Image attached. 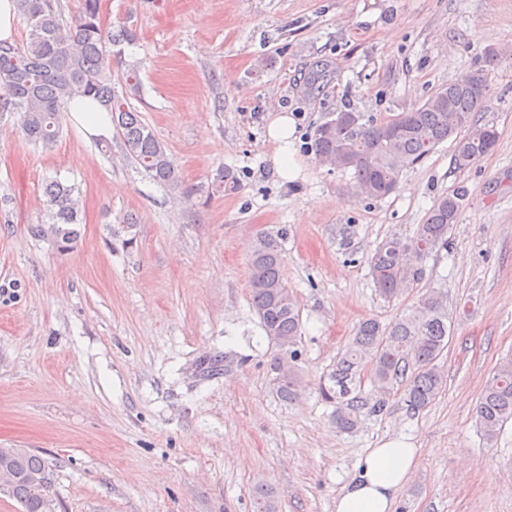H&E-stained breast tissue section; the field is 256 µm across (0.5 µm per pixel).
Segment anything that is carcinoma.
<instances>
[{"label":"carcinoma","instance_id":"1","mask_svg":"<svg viewBox=\"0 0 512 512\" xmlns=\"http://www.w3.org/2000/svg\"><path fill=\"white\" fill-rule=\"evenodd\" d=\"M17 16L27 25L21 44L0 40V113L19 115L18 129L32 144L50 151L60 135V112L77 97L90 98L108 113L120 143L130 157L157 183L181 188V176L166 146L143 121L141 113L119 94L112 83L113 68L122 63L114 47L135 40L132 28L106 27L101 0H80L78 19L62 22L55 0H14ZM487 68L469 79L450 83L423 103L382 123L351 109L333 112L317 125L310 146L316 164L353 170L357 188L373 198H384L396 188L402 172L421 163L441 143H454L453 163L463 169L490 152L498 135L494 127L478 126L474 114L487 100L489 74L497 54L486 53ZM42 223L49 227L58 249H70L83 223L82 200L76 187L59 178L43 185ZM463 194L440 196L414 236L391 237L377 245L369 259L371 276L380 296L400 297L422 279V262L448 246ZM135 219L125 215L109 226L112 244L133 245ZM284 233L259 232L250 249V293L253 311L271 340L285 356L273 363L277 396L291 402L297 395L292 362L301 338V314L282 270ZM452 341L448 298L437 288H422L415 305L383 325L362 321L343 353L319 387L322 401L335 405L336 428L351 432L361 418L380 412L394 391L401 390L410 410L430 407L445 391L447 379L438 360ZM370 385L371 397L364 395ZM476 421L488 443L512 421V358L499 363L476 406ZM19 474L11 491L24 512H45L46 501L30 481L47 475L46 460L18 448L0 449V469ZM254 512H276L275 492L266 483L252 489Z\"/></svg>","mask_w":512,"mask_h":512}]
</instances>
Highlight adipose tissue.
<instances>
[{
	"instance_id": "obj_1",
	"label": "adipose tissue",
	"mask_w": 512,
	"mask_h": 512,
	"mask_svg": "<svg viewBox=\"0 0 512 512\" xmlns=\"http://www.w3.org/2000/svg\"><path fill=\"white\" fill-rule=\"evenodd\" d=\"M267 133L278 145L274 158L277 174L286 180L295 179L298 169L291 159L294 126L288 114L274 116ZM420 456L419 449L399 439L369 449L356 477L337 496L335 512H392L396 495L415 473Z\"/></svg>"
}]
</instances>
